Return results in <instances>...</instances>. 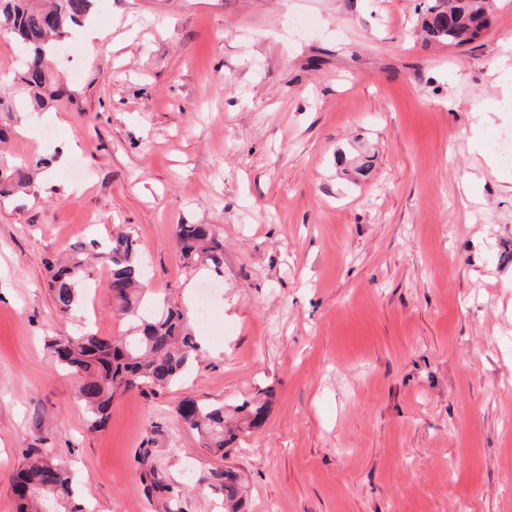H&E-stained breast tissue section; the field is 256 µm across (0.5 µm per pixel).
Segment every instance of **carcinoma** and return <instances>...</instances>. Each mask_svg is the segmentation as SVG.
Wrapping results in <instances>:
<instances>
[{
  "label": "carcinoma",
  "mask_w": 512,
  "mask_h": 512,
  "mask_svg": "<svg viewBox=\"0 0 512 512\" xmlns=\"http://www.w3.org/2000/svg\"><path fill=\"white\" fill-rule=\"evenodd\" d=\"M95 0H0V26L15 38L25 55L15 76L21 87L13 100L0 99V142L12 134L19 116L43 109L45 95L53 85L48 54L51 40L61 37L90 16ZM493 0H428L420 16L428 42L460 46L476 41L490 27ZM33 185L30 168L0 159V198L24 192ZM176 237L182 259L205 258L220 263V244L208 224H179ZM110 269L106 288L118 310L131 316L124 336H101L93 331L55 336L49 349L56 363L79 381L90 426L102 428L108 419L112 398L118 391L161 390L178 384L197 356L199 346L187 313L164 301L139 303L135 292L145 288L144 269L136 241L120 235L97 248V241L77 243L62 262L53 267L50 289L58 310L72 314L83 294L87 256ZM182 423L197 431L203 447L224 449V406L184 399L177 408ZM211 480L224 499L238 494V480L221 467L212 469ZM14 486L16 512H52L78 496L73 473L49 456H39L19 471Z\"/></svg>",
  "instance_id": "obj_1"
}]
</instances>
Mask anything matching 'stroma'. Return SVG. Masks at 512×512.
Here are the masks:
<instances>
[{
    "label": "stroma",
    "instance_id": "35a3bbf8",
    "mask_svg": "<svg viewBox=\"0 0 512 512\" xmlns=\"http://www.w3.org/2000/svg\"><path fill=\"white\" fill-rule=\"evenodd\" d=\"M426 2L96 0L106 40L60 41L66 94L5 153L63 150L50 193L0 200V512L45 454L81 512H224L218 465L237 512H512V0L460 47L422 43ZM180 224L211 225L221 263L184 262ZM119 234L147 297L192 314L208 285L213 317L185 381L117 393L94 430L48 342L127 321L97 264L59 313L48 264ZM185 399L223 404V455ZM211 480L216 489L224 495V500L233 501L238 494V480L230 471L217 467L210 472Z\"/></svg>",
    "mask_w": 512,
    "mask_h": 512
}]
</instances>
